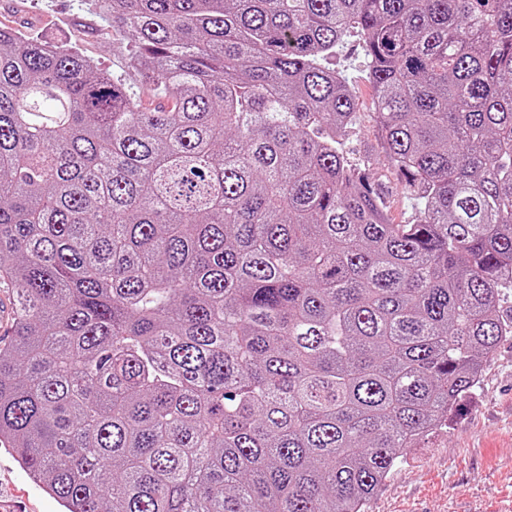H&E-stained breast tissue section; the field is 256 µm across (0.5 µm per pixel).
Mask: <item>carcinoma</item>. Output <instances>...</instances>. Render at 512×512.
Returning a JSON list of instances; mask_svg holds the SVG:
<instances>
[{
  "label": "carcinoma",
  "mask_w": 512,
  "mask_h": 512,
  "mask_svg": "<svg viewBox=\"0 0 512 512\" xmlns=\"http://www.w3.org/2000/svg\"><path fill=\"white\" fill-rule=\"evenodd\" d=\"M88 6L130 72L0 28V447L63 512H365L512 337V0ZM331 63H336V70L349 78L360 105L344 150L352 163L366 170H373L379 192L389 205L388 213L392 221L395 224H407L412 220L414 210L401 183V177L391 169L380 149L376 148L370 155H364L365 145L375 144L377 134L373 116V89L366 77L362 42L355 37L348 38L339 47Z\"/></svg>",
  "instance_id": "obj_1"
}]
</instances>
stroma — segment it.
Instances as JSON below:
<instances>
[{
    "mask_svg": "<svg viewBox=\"0 0 512 512\" xmlns=\"http://www.w3.org/2000/svg\"><path fill=\"white\" fill-rule=\"evenodd\" d=\"M38 32L50 42L77 45L99 67L120 70L106 25L83 10L81 0H0V27ZM336 68L349 78L359 101L344 149L359 167L376 175L392 221H411L414 210L377 140L373 89L366 77L364 48L348 38L337 50ZM373 145L365 153V145ZM512 502V338L486 364L481 381L453 412L448 428L408 449L366 512H499ZM62 512L58 501L34 483L10 450L0 447V512Z\"/></svg>",
    "mask_w": 512,
    "mask_h": 512,
    "instance_id": "obj_1",
    "label": "stroma"
}]
</instances>
